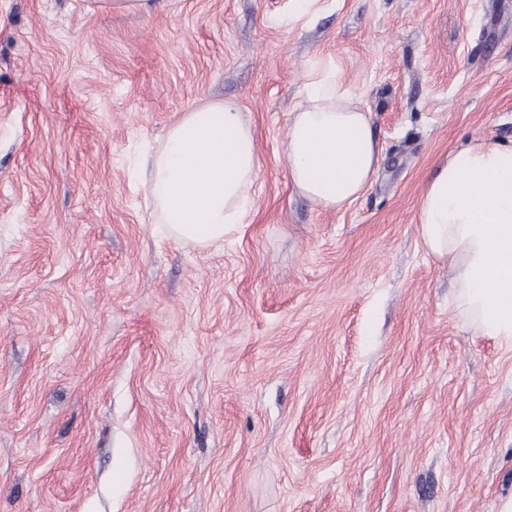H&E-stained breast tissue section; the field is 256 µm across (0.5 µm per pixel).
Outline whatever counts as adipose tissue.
Masks as SVG:
<instances>
[{"instance_id":"obj_1","label":"adipose tissue","mask_w":512,"mask_h":512,"mask_svg":"<svg viewBox=\"0 0 512 512\" xmlns=\"http://www.w3.org/2000/svg\"><path fill=\"white\" fill-rule=\"evenodd\" d=\"M284 154L293 184L323 208H343L370 185L379 151L369 114L332 71L308 83ZM147 165L155 221L171 236L206 247L246 223L260 161L237 103L208 101L183 113ZM418 222L428 251L454 274L459 312L512 345V144L450 152L426 185Z\"/></svg>"}]
</instances>
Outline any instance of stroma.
<instances>
[{
  "label": "stroma",
  "mask_w": 512,
  "mask_h": 512,
  "mask_svg": "<svg viewBox=\"0 0 512 512\" xmlns=\"http://www.w3.org/2000/svg\"><path fill=\"white\" fill-rule=\"evenodd\" d=\"M0 0V512H498L512 348L454 305L417 224L449 152L512 143V0ZM369 112L339 210L283 151L314 71ZM232 100L247 224L155 223L142 161ZM163 4L164 0H88L86 10L91 13L117 11L149 14Z\"/></svg>",
  "instance_id": "stroma-1"
}]
</instances>
